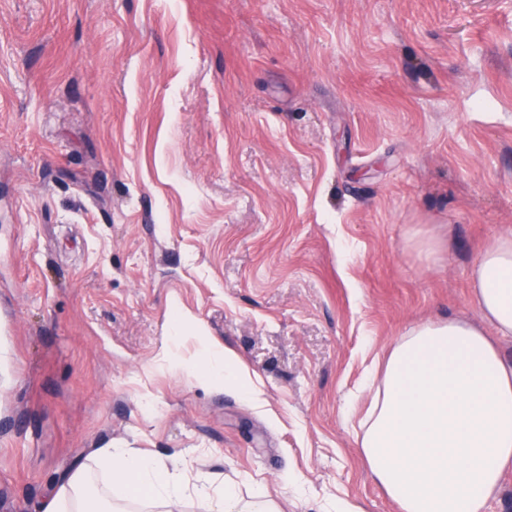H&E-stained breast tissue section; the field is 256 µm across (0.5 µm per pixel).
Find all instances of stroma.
<instances>
[{"label": "stroma", "instance_id": "1", "mask_svg": "<svg viewBox=\"0 0 512 512\" xmlns=\"http://www.w3.org/2000/svg\"><path fill=\"white\" fill-rule=\"evenodd\" d=\"M504 232L512 0H0V512L111 446L400 512L351 395ZM207 360L210 366L209 376L214 383L221 380L222 383L224 381L225 387L233 388L244 395L250 393L249 373L240 365L233 352L211 343L208 348Z\"/></svg>", "mask_w": 512, "mask_h": 512}]
</instances>
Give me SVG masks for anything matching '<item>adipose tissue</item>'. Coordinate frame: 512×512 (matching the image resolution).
I'll return each instance as SVG.
<instances>
[{"label": "adipose tissue", "instance_id": "obj_1", "mask_svg": "<svg viewBox=\"0 0 512 512\" xmlns=\"http://www.w3.org/2000/svg\"><path fill=\"white\" fill-rule=\"evenodd\" d=\"M472 290L486 320L512 335V235L493 239L473 266ZM212 380L241 394L251 381L236 355L208 348ZM366 388L370 408L358 443L366 463L401 512H486L512 471V358L483 330L462 319L428 321L392 347L383 371ZM108 468L104 499L110 512H125L133 488L163 503L193 493L205 512H272L266 501L244 508L224 484H187L164 462L130 448L98 451ZM87 467L61 479L42 512H92Z\"/></svg>", "mask_w": 512, "mask_h": 512}]
</instances>
